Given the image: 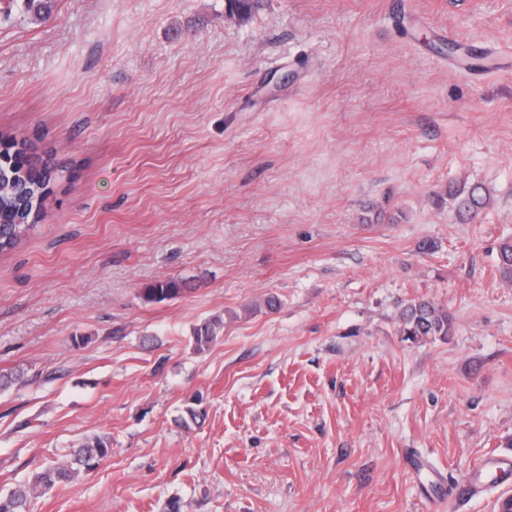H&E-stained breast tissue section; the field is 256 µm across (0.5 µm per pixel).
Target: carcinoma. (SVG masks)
I'll use <instances>...</instances> for the list:
<instances>
[{"label":"carcinoma","instance_id":"cac0c4a2","mask_svg":"<svg viewBox=\"0 0 512 512\" xmlns=\"http://www.w3.org/2000/svg\"><path fill=\"white\" fill-rule=\"evenodd\" d=\"M258 0H225V14L231 20L247 21L252 16ZM465 69H488L490 65L473 61L472 52L462 50L459 43L449 42ZM0 252L14 248L32 230L31 219L39 215L42 202L48 194L50 182L57 172L49 166L32 165L25 148L15 142L13 136L0 133ZM448 198L456 210L475 216L486 205L481 187L464 185L448 190ZM498 272L505 284L512 285V241L499 247ZM184 288L177 279L157 281L143 290L147 302H162L180 296ZM221 320L215 319L198 327L195 342L203 348L214 340ZM453 327L448 310L429 301H417L402 312L400 333L412 343L428 338L448 337ZM112 453L107 435L94 434L85 438L74 458L34 474L31 480L6 494L0 493V512H28V505L36 493H45L55 483L69 480L79 472L95 469L99 461Z\"/></svg>","mask_w":512,"mask_h":512}]
</instances>
